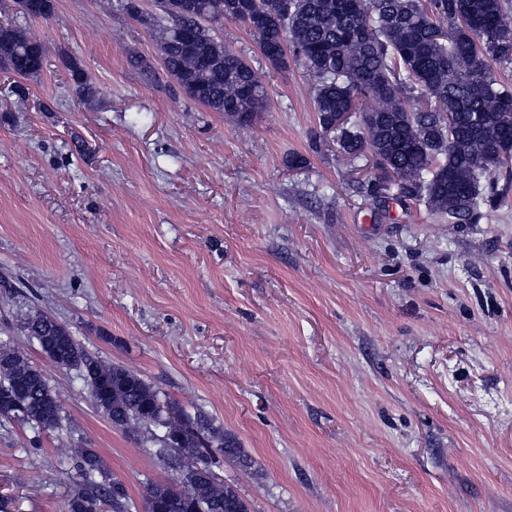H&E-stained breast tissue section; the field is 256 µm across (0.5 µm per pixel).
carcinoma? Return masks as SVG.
Listing matches in <instances>:
<instances>
[{"instance_id": "cac0c4a2", "label": "carcinoma", "mask_w": 512, "mask_h": 512, "mask_svg": "<svg viewBox=\"0 0 512 512\" xmlns=\"http://www.w3.org/2000/svg\"><path fill=\"white\" fill-rule=\"evenodd\" d=\"M0 0V68L20 77L42 71L45 49L23 25L55 13L53 0H34L29 11ZM157 0L153 18L166 71L192 101L239 124L262 111L267 89L238 52L213 38L208 22H245L264 57L281 67L301 62L315 94L319 126L336 133L352 157L371 152L380 174L363 186L378 199L424 201L436 218L478 224L512 174V90L489 62L512 61V29L500 0H192L184 24ZM377 106L357 111L356 101ZM359 113L347 126L336 113ZM19 328L60 367L73 369L97 410L128 434L144 431L165 443L158 428L179 436L177 484L153 483L159 512H251L237 490L215 473L221 459L248 470L256 462L235 435L190 413L139 373L87 350L72 331L36 309ZM0 419L37 433L62 428L59 397L46 375L11 341L0 340ZM78 478L70 483L65 512H129L123 481L111 475L94 448L67 446Z\"/></svg>"}]
</instances>
